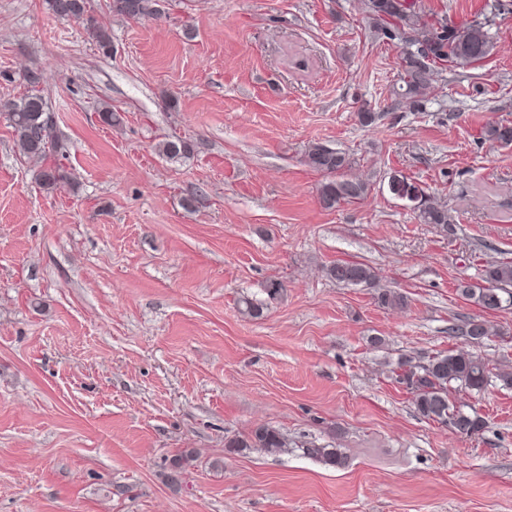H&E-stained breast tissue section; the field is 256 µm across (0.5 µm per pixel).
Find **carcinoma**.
Returning <instances> with one entry per match:
<instances>
[{
  "label": "carcinoma",
  "instance_id": "1",
  "mask_svg": "<svg viewBox=\"0 0 512 512\" xmlns=\"http://www.w3.org/2000/svg\"><path fill=\"white\" fill-rule=\"evenodd\" d=\"M46 3L60 19L82 18L89 8L88 0H46ZM108 7L112 13L128 19L152 18L163 12L164 0H109ZM362 9L373 35L394 42L399 48L396 95L399 102L412 110L428 100L436 88L434 75L445 65L480 62L494 48L485 26L476 22L457 25L448 22L445 15H428L419 0H362ZM86 33L103 53L112 50L111 35L91 18L87 20ZM25 80L29 85L26 93L16 100L1 101L0 113L13 129L19 154L45 162L37 181L49 193L71 184L72 178L62 164L46 163L58 149L53 117L37 89V76L30 74ZM483 139L496 146L512 147V125H488L483 129ZM160 152L167 159L177 161L191 155L193 144L182 138L166 140L160 144ZM304 162L324 176L318 194L325 209L360 200L369 192L367 182L348 176L354 160L342 151L311 143L305 150ZM417 217L444 236L448 235V225L453 223L448 209L430 197L417 209ZM324 272L341 286L363 285L374 289L380 308L407 306V297L395 289L379 287L376 271L363 262L337 261L325 267ZM457 291L480 310V315L466 321L461 328L462 335L473 340L489 339L496 331L486 314L512 304V261L485 266L478 281H462ZM392 373L413 394L418 415L466 438L478 435L485 421L474 406L452 398L451 391L460 389L480 395L495 380L504 388H512V372H495L488 359L464 349L439 352L425 364L401 358ZM229 447L280 453L288 450V437L274 427L261 425L251 430L247 438L230 442ZM304 454L337 468L349 463L345 449L330 444H310L304 448Z\"/></svg>",
  "mask_w": 512,
  "mask_h": 512
}]
</instances>
